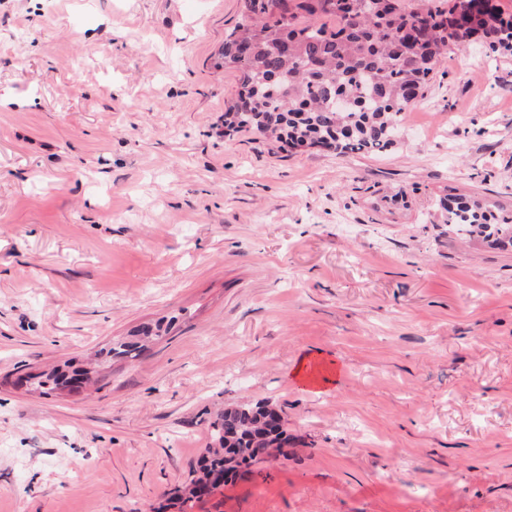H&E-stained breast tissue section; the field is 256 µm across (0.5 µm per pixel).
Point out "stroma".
Listing matches in <instances>:
<instances>
[{"label":"stroma","instance_id":"1","mask_svg":"<svg viewBox=\"0 0 512 512\" xmlns=\"http://www.w3.org/2000/svg\"><path fill=\"white\" fill-rule=\"evenodd\" d=\"M239 0H0V512H154L225 408L291 438L192 512H512V54L449 50L380 155L224 133ZM171 320L88 391L82 365ZM306 361L315 383L290 370ZM439 208L445 213L444 224L459 234H476L495 245L512 244V209L459 193L453 187L440 198Z\"/></svg>","mask_w":512,"mask_h":512}]
</instances>
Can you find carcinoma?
<instances>
[{"instance_id":"1","label":"carcinoma","mask_w":512,"mask_h":512,"mask_svg":"<svg viewBox=\"0 0 512 512\" xmlns=\"http://www.w3.org/2000/svg\"><path fill=\"white\" fill-rule=\"evenodd\" d=\"M456 0H242V17L224 40V67L238 75L224 109V135L252 131L287 147H331L338 155L383 153L396 142L402 113L450 49L445 26ZM477 26L491 51L512 53V14L499 5ZM445 223L495 245L512 244V209L450 187L439 200ZM148 330L107 352L135 359ZM265 401L227 408L210 423V445L169 506L186 512L196 491L228 482L288 445L282 426L264 429Z\"/></svg>"}]
</instances>
